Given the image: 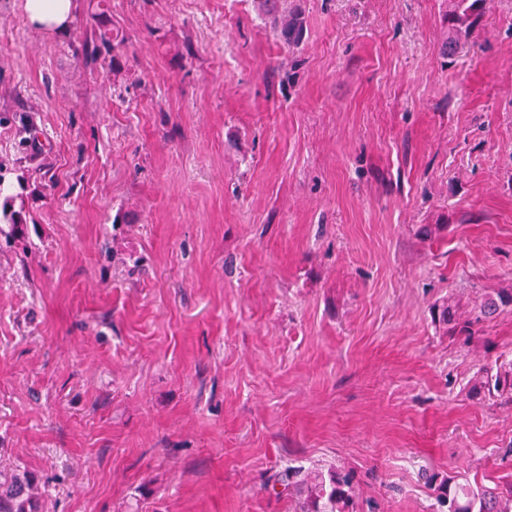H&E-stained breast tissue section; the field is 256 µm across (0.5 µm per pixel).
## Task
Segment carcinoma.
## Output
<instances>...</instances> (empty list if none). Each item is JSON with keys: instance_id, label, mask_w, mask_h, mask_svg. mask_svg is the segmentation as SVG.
<instances>
[{"instance_id": "cac0c4a2", "label": "carcinoma", "mask_w": 512, "mask_h": 512, "mask_svg": "<svg viewBox=\"0 0 512 512\" xmlns=\"http://www.w3.org/2000/svg\"><path fill=\"white\" fill-rule=\"evenodd\" d=\"M288 0H257L260 5L259 17L270 22L278 38L286 45L298 42L303 34V23L297 11L288 8ZM452 9L444 16L445 28L449 36L442 44L446 56L459 52L462 37L469 36V19L485 8L490 0H451ZM114 51L112 40L103 33L99 38L81 42L78 52L87 67L102 65ZM19 152L25 158H35L43 154L45 144L31 124H25L19 131ZM0 214L8 224V229L0 226V234L17 241L25 239L27 221L24 207H15L14 198L6 196L0 204ZM478 384L507 391L512 395V365L499 369L496 373L482 368L477 373ZM288 487L302 494L296 503L295 512H357L349 475L332 471L329 479L313 475L300 468L288 469ZM437 496L446 512H512V483L507 485H471L454 483L443 479L438 485ZM38 496L30 477L15 476L0 482V512H37Z\"/></svg>"}]
</instances>
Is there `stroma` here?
<instances>
[{
    "mask_svg": "<svg viewBox=\"0 0 512 512\" xmlns=\"http://www.w3.org/2000/svg\"><path fill=\"white\" fill-rule=\"evenodd\" d=\"M24 2L0 0L27 219L0 237V481L40 512H294L291 467L350 472L364 512L512 482V399L473 388L512 362V0L451 57L449 0H288L290 46L253 0H75L61 32ZM113 51L114 45L106 32L100 34L95 40L81 42L78 48L81 60L86 67L105 64L108 57H112ZM18 149L24 158H35L43 154L45 144L32 124H24L21 127ZM29 476L0 482V512H37L38 496Z\"/></svg>",
    "mask_w": 512,
    "mask_h": 512,
    "instance_id": "stroma-1",
    "label": "stroma"
}]
</instances>
